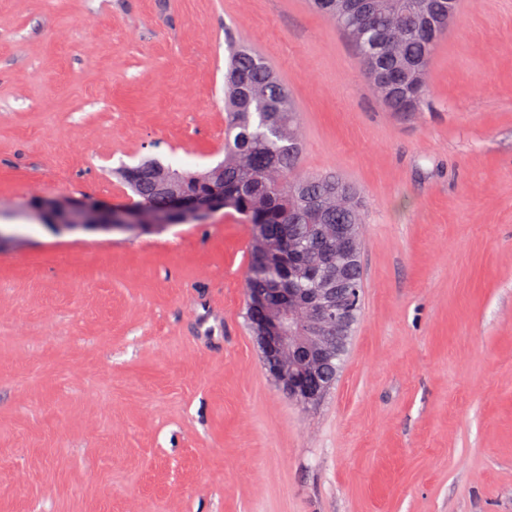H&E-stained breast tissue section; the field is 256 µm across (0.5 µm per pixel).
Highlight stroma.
Listing matches in <instances>:
<instances>
[{
	"label": "stroma",
	"instance_id": "35a3bbf8",
	"mask_svg": "<svg viewBox=\"0 0 512 512\" xmlns=\"http://www.w3.org/2000/svg\"><path fill=\"white\" fill-rule=\"evenodd\" d=\"M239 42L288 86L304 172L361 195L362 311L313 406L263 367L237 215L21 217L222 161ZM428 81L387 111L308 0H0V512H512V0H461Z\"/></svg>",
	"mask_w": 512,
	"mask_h": 512
}]
</instances>
